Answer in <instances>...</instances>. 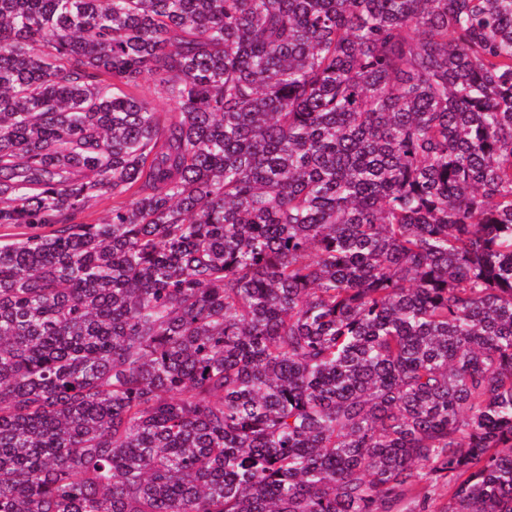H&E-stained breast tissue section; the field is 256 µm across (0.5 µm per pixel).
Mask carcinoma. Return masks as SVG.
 Returning <instances> with one entry per match:
<instances>
[{
  "label": "carcinoma",
  "mask_w": 512,
  "mask_h": 512,
  "mask_svg": "<svg viewBox=\"0 0 512 512\" xmlns=\"http://www.w3.org/2000/svg\"><path fill=\"white\" fill-rule=\"evenodd\" d=\"M0 227V512H512V0H0ZM112 195L98 199L86 212L79 214L74 223L93 224L112 216Z\"/></svg>",
  "instance_id": "obj_1"
}]
</instances>
